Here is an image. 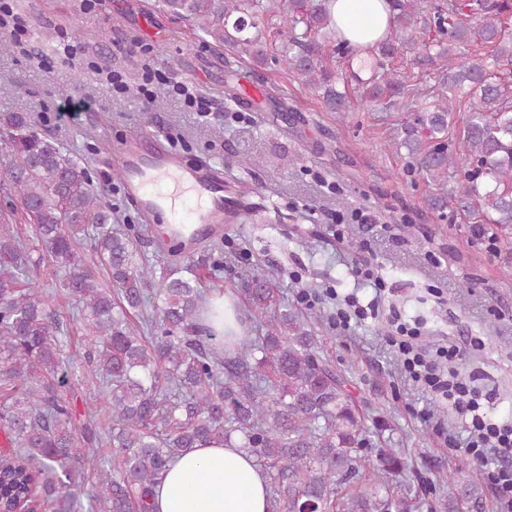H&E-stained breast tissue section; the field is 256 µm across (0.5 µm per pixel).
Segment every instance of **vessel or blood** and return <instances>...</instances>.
Segmentation results:
<instances>
[{
	"mask_svg": "<svg viewBox=\"0 0 512 512\" xmlns=\"http://www.w3.org/2000/svg\"><path fill=\"white\" fill-rule=\"evenodd\" d=\"M138 142L134 136L115 145L113 162L126 192L138 199L143 211L154 214L164 205L177 210L187 196L196 201L190 221L201 232L214 224L242 222L241 214L224 207L223 180L186 166L178 154L143 153Z\"/></svg>",
	"mask_w": 512,
	"mask_h": 512,
	"instance_id": "obj_1",
	"label": "vessel or blood"
}]
</instances>
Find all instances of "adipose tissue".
<instances>
[{"label": "adipose tissue", "instance_id": "1", "mask_svg": "<svg viewBox=\"0 0 512 512\" xmlns=\"http://www.w3.org/2000/svg\"><path fill=\"white\" fill-rule=\"evenodd\" d=\"M340 38L362 47L386 32V0H331ZM266 473L254 456L214 441L175 461L155 489L154 512H270Z\"/></svg>", "mask_w": 512, "mask_h": 512}]
</instances>
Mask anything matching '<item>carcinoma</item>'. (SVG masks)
<instances>
[{
    "label": "carcinoma",
    "instance_id": "obj_1",
    "mask_svg": "<svg viewBox=\"0 0 512 512\" xmlns=\"http://www.w3.org/2000/svg\"><path fill=\"white\" fill-rule=\"evenodd\" d=\"M329 0H283L278 26L266 0H158V8L205 32L215 49L262 65L270 50L299 83L340 116L346 86L363 90L371 107L418 109L400 124L395 146L434 192L433 210L454 201L478 224L512 231V0H389L385 38L368 48V73L357 53L336 38ZM427 70L448 58L435 99L388 68L404 49ZM341 63H336V59ZM468 98L460 143L473 168L459 174L448 134L457 109L448 96ZM0 191L17 202L0 210V453L3 507L22 512H151L155 486L169 463L200 442L221 439L252 453L268 470L274 512H388L397 502L413 512L410 488L389 482L406 467L386 453L374 472H361L366 427L346 377L318 353L314 328L295 307L280 303L273 275L245 282L251 314L273 310L256 336L216 334L201 314L203 274L182 263L177 249L147 309L154 269L119 216L94 187L88 162L36 132L26 112L0 113ZM455 186L448 187L449 180ZM18 224L34 225V250ZM48 264L66 272L62 295L80 308L85 358L106 383L101 432L77 437L71 401L59 395L68 373L57 312L40 298L31 270ZM104 269L111 286H103ZM111 445L80 446L98 434ZM484 491L474 478L448 498L446 512L466 504L482 512Z\"/></svg>",
    "mask_w": 512,
    "mask_h": 512
}]
</instances>
